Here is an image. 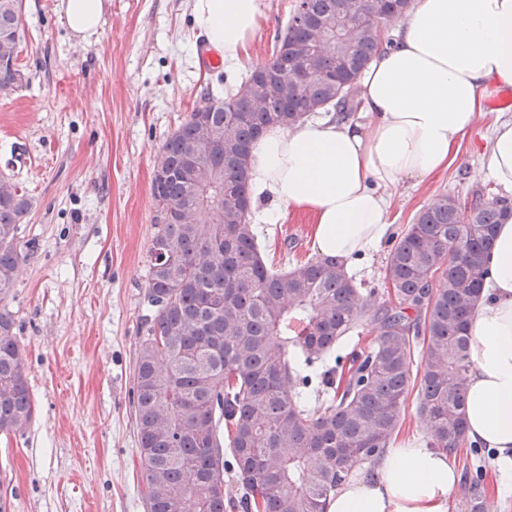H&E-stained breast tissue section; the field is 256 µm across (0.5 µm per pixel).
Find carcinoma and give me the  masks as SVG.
I'll use <instances>...</instances> for the list:
<instances>
[{
	"instance_id": "cac0c4a2",
	"label": "carcinoma",
	"mask_w": 512,
	"mask_h": 512,
	"mask_svg": "<svg viewBox=\"0 0 512 512\" xmlns=\"http://www.w3.org/2000/svg\"><path fill=\"white\" fill-rule=\"evenodd\" d=\"M413 2L387 0L380 20L405 18ZM22 5L0 0V37L14 40L0 89L23 84ZM309 7L348 20L355 0ZM294 46L312 49L317 76L285 88L280 77L300 66ZM382 46L373 22L351 25L340 50L293 15L268 62L234 88L205 89L162 145L145 285L152 314L130 390L147 512H327L352 469L377 462L398 435L413 390L428 445L466 443L469 318L512 201L439 196L396 236L383 290L366 294L329 258L289 271L267 263L251 223L253 144L314 112L352 116L357 82ZM29 209L1 177L0 292L25 260L17 224ZM364 325L373 339L348 370L317 372ZM314 386L333 396L311 411L302 399ZM34 412L25 351L0 312V432L24 434ZM228 468L244 490L238 501L224 484ZM467 510L490 512L478 471Z\"/></svg>"
}]
</instances>
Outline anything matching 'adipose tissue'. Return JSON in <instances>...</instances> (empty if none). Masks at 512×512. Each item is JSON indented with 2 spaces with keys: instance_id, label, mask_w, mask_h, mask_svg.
I'll list each match as a JSON object with an SVG mask.
<instances>
[{
  "instance_id": "1",
  "label": "adipose tissue",
  "mask_w": 512,
  "mask_h": 512,
  "mask_svg": "<svg viewBox=\"0 0 512 512\" xmlns=\"http://www.w3.org/2000/svg\"><path fill=\"white\" fill-rule=\"evenodd\" d=\"M103 0H66L80 40L99 29ZM192 23L225 62L242 66L261 28L260 0H194ZM512 87V0H417L360 80L361 124L330 117L270 129L250 157L255 197L313 218V246L351 269L390 226L386 188L447 170L489 99ZM488 169L512 189V118L493 124ZM470 323L464 376L469 441L496 449L512 474V217L495 229ZM460 473L426 442L386 449L346 481L327 512H448Z\"/></svg>"
}]
</instances>
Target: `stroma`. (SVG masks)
Wrapping results in <instances>:
<instances>
[{
  "label": "stroma",
  "mask_w": 512,
  "mask_h": 512,
  "mask_svg": "<svg viewBox=\"0 0 512 512\" xmlns=\"http://www.w3.org/2000/svg\"><path fill=\"white\" fill-rule=\"evenodd\" d=\"M60 3L23 0L19 61L29 82L0 95V176L31 202L17 233L27 258L0 311L15 321L35 404L23 436H0V495L11 512H146L129 391L150 316L154 170L205 88L238 84L245 72L200 66L193 0H104L101 26L84 41L70 35ZM261 4L256 66L296 0ZM487 108L447 171L388 189L390 233L360 261L356 281L381 286L396 234L436 196L503 194L487 175L498 107ZM253 230L279 266L316 256L308 213L292 208ZM452 459L462 479L448 512H465L467 475L478 469L491 512H512V495H497L494 450L463 446Z\"/></svg>",
  "instance_id": "obj_1"
}]
</instances>
